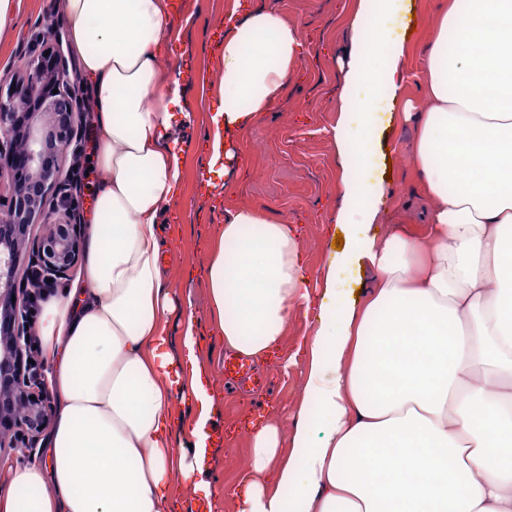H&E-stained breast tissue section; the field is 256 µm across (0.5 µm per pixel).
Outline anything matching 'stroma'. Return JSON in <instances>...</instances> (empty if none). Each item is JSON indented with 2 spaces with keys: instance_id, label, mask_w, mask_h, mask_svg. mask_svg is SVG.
Instances as JSON below:
<instances>
[{
  "instance_id": "stroma-1",
  "label": "stroma",
  "mask_w": 512,
  "mask_h": 512,
  "mask_svg": "<svg viewBox=\"0 0 512 512\" xmlns=\"http://www.w3.org/2000/svg\"><path fill=\"white\" fill-rule=\"evenodd\" d=\"M236 0H183V10L171 13L179 32L169 60L189 54L203 75L201 84L179 85L168 108L174 119L169 140L184 155V182L178 206L182 219L172 225L173 251L169 257L176 291L190 298L195 318L206 338L200 355L205 376L218 398L208 426L209 432L223 431L221 444L210 445L204 463L205 477L216 494L225 485L241 482L251 448L243 419L259 416L279 423L284 436H292L303 396L307 362L302 343L318 327V309H299L288 322L285 352L292 357L289 368L270 358L257 362L265 375L263 390L247 394L224 387V347L209 338L210 315L206 289L198 277L183 273L185 265L201 266L205 252L199 244L207 240L214 225L223 223L225 212L260 206L270 215L287 214L300 230L310 281L320 279L325 267L338 256L327 222L340 204L341 168L333 130L342 104L344 81L337 61L350 47L348 23L356 0H237L241 12L271 8L279 12L303 36L301 74L289 80L279 99L260 113L245 130L231 134L230 142L240 163L227 182L224 208L211 210L198 194L196 175L207 167L208 156L196 148L210 129V107L218 94L214 87L220 74L216 49L206 41L208 23L227 18ZM61 0H22L17 38L0 42V77L22 70L35 39L57 21ZM428 31L417 27L406 40L404 94L417 105H425L426 92L419 78L422 49ZM414 131L394 117L386 130L380 152L379 175L389 176L388 199L374 231L383 238L395 232L419 235L424 230V211L431 205L425 195L408 147Z\"/></svg>"
}]
</instances>
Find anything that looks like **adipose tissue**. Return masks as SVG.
I'll return each mask as SVG.
<instances>
[{
	"label": "adipose tissue",
	"mask_w": 512,
	"mask_h": 512,
	"mask_svg": "<svg viewBox=\"0 0 512 512\" xmlns=\"http://www.w3.org/2000/svg\"><path fill=\"white\" fill-rule=\"evenodd\" d=\"M406 0H357L353 88L334 138L348 248L322 276L319 326L291 451L276 422L249 432L235 512H512V0H448L423 52L427 105L403 94L405 44L391 19ZM70 50L93 104L94 201L83 262L39 326L49 366L48 465L9 470L0 512H172L202 494L215 397L191 308L162 262V219L176 208L184 159L164 67L175 38L168 0H61ZM298 30L258 9L224 33L223 103L211 166L234 160L223 133L246 129L298 71ZM415 118L412 159L435 204L424 237L377 239L388 191L360 179L382 127L378 108ZM212 334L262 359L312 298L287 216L242 207L205 245ZM376 277L363 300L337 266ZM180 313L184 359L168 317Z\"/></svg>",
	"instance_id": "adipose-tissue-1"
}]
</instances>
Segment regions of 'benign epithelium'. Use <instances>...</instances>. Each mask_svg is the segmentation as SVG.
<instances>
[{"instance_id":"7a95c632","label":"benign epithelium","mask_w":512,"mask_h":512,"mask_svg":"<svg viewBox=\"0 0 512 512\" xmlns=\"http://www.w3.org/2000/svg\"><path fill=\"white\" fill-rule=\"evenodd\" d=\"M26 69L0 79V453L34 448L49 422L51 397L32 351L29 300L63 284L82 251L74 180L48 162L79 148L84 112L57 31L39 35ZM43 228L30 235L31 227Z\"/></svg>"}]
</instances>
